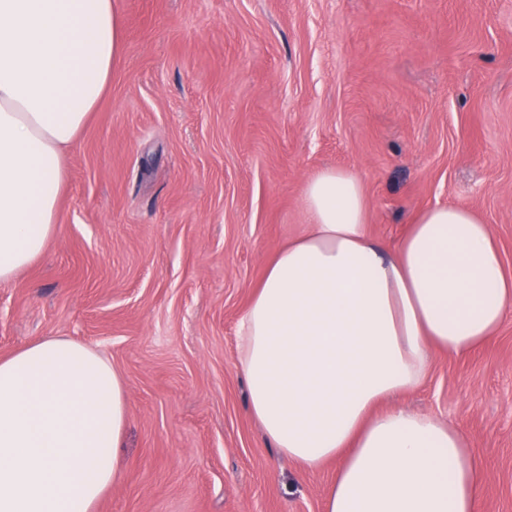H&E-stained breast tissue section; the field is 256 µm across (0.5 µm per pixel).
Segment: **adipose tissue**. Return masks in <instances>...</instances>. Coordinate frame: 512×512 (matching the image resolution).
Masks as SVG:
<instances>
[{
	"mask_svg": "<svg viewBox=\"0 0 512 512\" xmlns=\"http://www.w3.org/2000/svg\"><path fill=\"white\" fill-rule=\"evenodd\" d=\"M116 0H0V284L56 232L64 152L122 50ZM312 218L267 267L238 324L249 410L288 460L335 462L322 512H477L485 474L462 433L396 407L431 347L464 357L512 314L490 227L420 210L394 248L369 231L352 171L310 177ZM128 421L111 362L63 337L0 358V512H96Z\"/></svg>",
	"mask_w": 512,
	"mask_h": 512,
	"instance_id": "ef3b65f1",
	"label": "adipose tissue"
}]
</instances>
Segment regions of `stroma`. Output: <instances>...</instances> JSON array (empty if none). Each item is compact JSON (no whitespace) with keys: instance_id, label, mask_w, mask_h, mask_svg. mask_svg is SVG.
Returning a JSON list of instances; mask_svg holds the SVG:
<instances>
[{"instance_id":"stroma-1","label":"stroma","mask_w":512,"mask_h":512,"mask_svg":"<svg viewBox=\"0 0 512 512\" xmlns=\"http://www.w3.org/2000/svg\"><path fill=\"white\" fill-rule=\"evenodd\" d=\"M123 49L65 158L57 231L0 285V356L82 342L127 389L97 512H321L336 465L279 456L248 410L238 323L306 233V181L356 173L392 248L469 206L512 274V0H116ZM402 406L455 425L512 512V319L432 350Z\"/></svg>"}]
</instances>
